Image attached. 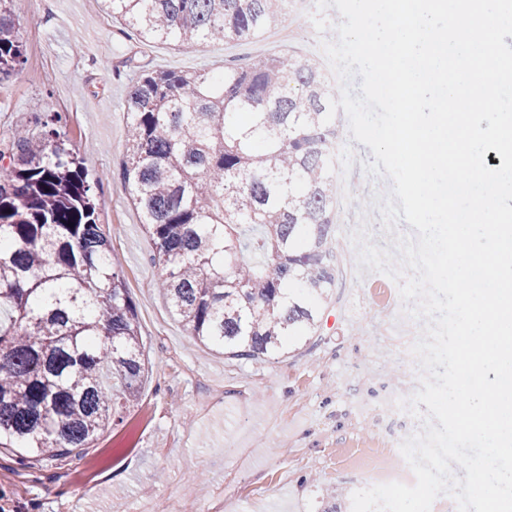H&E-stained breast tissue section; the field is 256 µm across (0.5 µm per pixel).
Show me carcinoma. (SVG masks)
<instances>
[{
	"label": "carcinoma",
	"mask_w": 512,
	"mask_h": 512,
	"mask_svg": "<svg viewBox=\"0 0 512 512\" xmlns=\"http://www.w3.org/2000/svg\"><path fill=\"white\" fill-rule=\"evenodd\" d=\"M283 0H96L144 43L263 36ZM0 12V79L23 62ZM337 93L320 64L288 54L203 72L141 71L126 100L124 189L155 242L160 291L211 350L262 359L314 332L336 288L339 205L323 119ZM0 447L18 459L92 447L134 405L143 337L112 266L81 161L44 122L0 159ZM251 224L259 234L242 238ZM262 257V265L249 254Z\"/></svg>",
	"instance_id": "cac0c4a2"
}]
</instances>
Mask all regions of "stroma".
<instances>
[{
  "label": "stroma",
  "mask_w": 512,
  "mask_h": 512,
  "mask_svg": "<svg viewBox=\"0 0 512 512\" xmlns=\"http://www.w3.org/2000/svg\"><path fill=\"white\" fill-rule=\"evenodd\" d=\"M19 18L28 62L0 80V140L16 127L56 129L84 160L136 305L147 372L137 405L109 422L94 446L60 460L19 464L0 448V512H149L155 497L224 501V512H322L327 494L366 488L347 460L362 448L399 453L422 422L388 398L409 399L404 361L422 320L398 325L397 284L363 276L341 257L335 295L310 341L282 357L245 360L197 345L158 288L155 244L122 187L125 105L135 65L220 72L272 53L323 60L311 18L245 42L145 44L88 0H6ZM359 172L336 216L344 231L362 197L390 191Z\"/></svg>",
  "instance_id": "stroma-1"
}]
</instances>
